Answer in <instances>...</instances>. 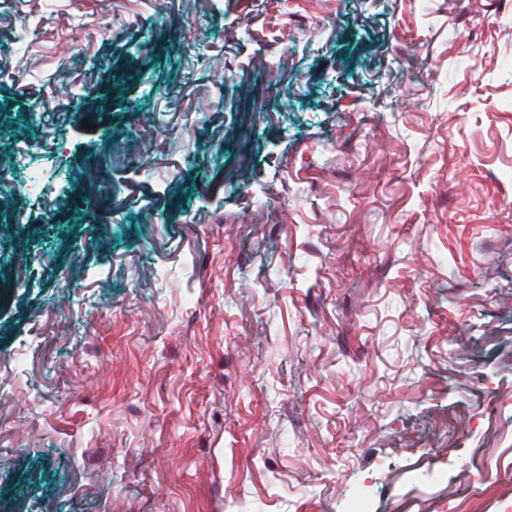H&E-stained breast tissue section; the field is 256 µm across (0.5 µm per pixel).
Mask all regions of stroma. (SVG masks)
Wrapping results in <instances>:
<instances>
[{"instance_id": "obj_1", "label": "stroma", "mask_w": 512, "mask_h": 512, "mask_svg": "<svg viewBox=\"0 0 512 512\" xmlns=\"http://www.w3.org/2000/svg\"><path fill=\"white\" fill-rule=\"evenodd\" d=\"M504 60L512 0H0V512H512Z\"/></svg>"}]
</instances>
